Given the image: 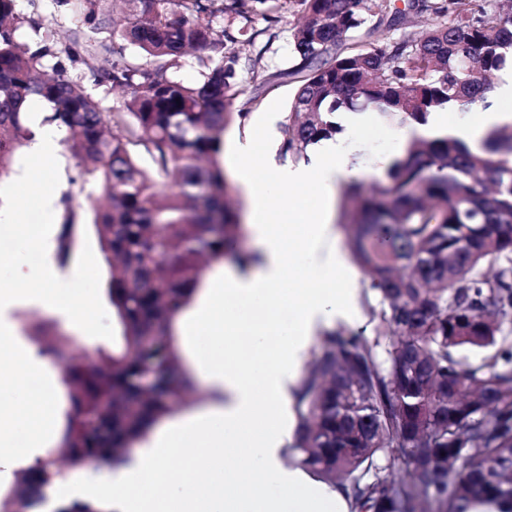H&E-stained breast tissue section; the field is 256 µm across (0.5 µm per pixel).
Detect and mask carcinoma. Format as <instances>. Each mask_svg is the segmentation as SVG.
<instances>
[{
    "instance_id": "1",
    "label": "carcinoma",
    "mask_w": 512,
    "mask_h": 512,
    "mask_svg": "<svg viewBox=\"0 0 512 512\" xmlns=\"http://www.w3.org/2000/svg\"><path fill=\"white\" fill-rule=\"evenodd\" d=\"M104 0H74L93 32L82 50L41 38L16 39L39 18L0 0V181L33 138L24 106L50 104L44 121L66 130L63 155L92 166L108 205L92 229L109 266L112 306L122 336L110 354H76L33 326V337L60 365L69 410L46 456L19 470L0 493L3 512H40L43 489L68 476L55 457L111 470L150 424L195 392L177 374L183 357L172 331L207 263L224 257L245 268L258 260L237 248L238 208L219 162L224 130L244 124L234 112L240 55L236 37L211 17L241 23L277 18L296 3L304 21L293 34L299 85L278 124L279 157L308 159L311 146L336 137L342 110L373 109L398 128L428 124L431 113L484 99L487 75L512 65V12L499 0H122L131 19L112 27ZM401 26L386 45L352 42L367 21ZM432 24L418 30L411 16ZM147 61L130 63L126 48ZM206 50L202 81L174 76L187 50ZM82 66L73 77L59 62ZM123 105L104 111L85 74ZM57 259L68 263L83 229L67 189L59 197ZM339 209L346 245L378 297L372 335L330 331L313 352L297 397L298 425L288 458L336 488L350 512H467L476 501L512 512V135L491 131L476 149L454 137L415 133L370 193L345 183ZM461 347L486 349L480 362ZM147 371L154 387L141 384ZM410 468L405 476L399 465ZM55 512H109L67 501Z\"/></svg>"
}]
</instances>
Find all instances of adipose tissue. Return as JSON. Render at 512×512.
<instances>
[{"label": "adipose tissue", "instance_id": "ef3b65f1", "mask_svg": "<svg viewBox=\"0 0 512 512\" xmlns=\"http://www.w3.org/2000/svg\"><path fill=\"white\" fill-rule=\"evenodd\" d=\"M512 123V69L497 99L449 125L433 113L427 131L473 144ZM234 177L253 210L246 227L259 257L228 269L223 285L193 293L180 318L190 328L191 364L210 399L149 433L102 492L75 469L67 497L104 502L110 512H348L343 495L288 464L297 424L295 391L320 331L349 319L360 282L349 272L328 221L330 193L363 176L340 139L317 143L309 162L275 163L270 147L245 137L232 149ZM288 204L269 212L272 196Z\"/></svg>", "mask_w": 512, "mask_h": 512}]
</instances>
